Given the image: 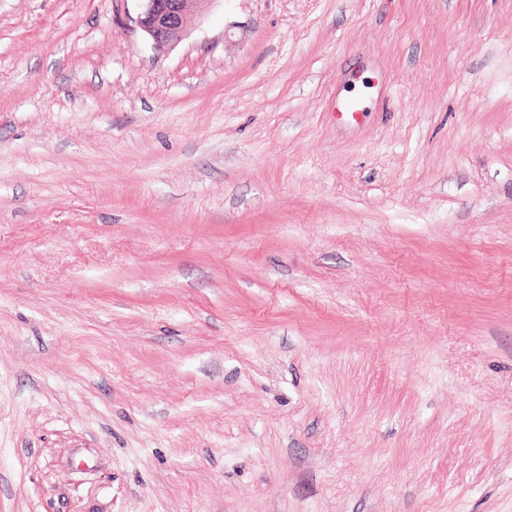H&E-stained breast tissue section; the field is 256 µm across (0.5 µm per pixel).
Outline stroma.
Returning <instances> with one entry per match:
<instances>
[{"instance_id": "35a3bbf8", "label": "stroma", "mask_w": 512, "mask_h": 512, "mask_svg": "<svg viewBox=\"0 0 512 512\" xmlns=\"http://www.w3.org/2000/svg\"><path fill=\"white\" fill-rule=\"evenodd\" d=\"M140 9L0 0V512H512V0ZM139 28L156 48L178 42L194 18L203 16L216 0H140Z\"/></svg>"}]
</instances>
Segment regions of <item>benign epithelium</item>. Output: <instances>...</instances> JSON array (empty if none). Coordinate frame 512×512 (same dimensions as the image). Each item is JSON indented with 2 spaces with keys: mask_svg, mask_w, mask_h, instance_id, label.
Masks as SVG:
<instances>
[{
  "mask_svg": "<svg viewBox=\"0 0 512 512\" xmlns=\"http://www.w3.org/2000/svg\"><path fill=\"white\" fill-rule=\"evenodd\" d=\"M217 0H142L139 28L157 48L178 42L188 25L203 16Z\"/></svg>",
  "mask_w": 512,
  "mask_h": 512,
  "instance_id": "obj_1",
  "label": "benign epithelium"
}]
</instances>
